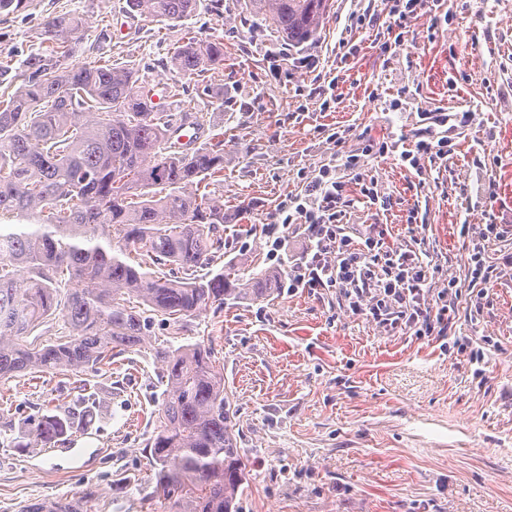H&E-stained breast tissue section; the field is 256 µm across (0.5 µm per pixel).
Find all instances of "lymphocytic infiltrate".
Listing matches in <instances>:
<instances>
[{
    "mask_svg": "<svg viewBox=\"0 0 512 512\" xmlns=\"http://www.w3.org/2000/svg\"><path fill=\"white\" fill-rule=\"evenodd\" d=\"M423 119L425 126L416 141L404 145L399 155L414 169L424 157L452 151L451 138L440 132L451 120L449 113L427 112ZM344 187L335 167L326 166L303 194L281 208L282 227L306 228L307 246L289 270V288H336L343 291L353 313L388 330H412L419 336L443 333L454 307L435 310L425 305L428 262L415 253L384 250L382 239L373 235L359 243L347 235L337 208Z\"/></svg>",
    "mask_w": 512,
    "mask_h": 512,
    "instance_id": "obj_1",
    "label": "lymphocytic infiltrate"
}]
</instances>
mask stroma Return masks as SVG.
I'll list each match as a JSON object with an SVG mask.
<instances>
[{
  "instance_id": "35a3bbf8",
  "label": "stroma",
  "mask_w": 512,
  "mask_h": 512,
  "mask_svg": "<svg viewBox=\"0 0 512 512\" xmlns=\"http://www.w3.org/2000/svg\"><path fill=\"white\" fill-rule=\"evenodd\" d=\"M63 13L84 21L69 67L134 63L167 87L168 108L201 110L207 135H223L226 258L240 268L284 271L301 256L303 227H289L277 263L264 229L319 168L414 137L421 113H468L451 133L453 153L422 170L392 150L366 156L361 173L346 172L341 205L347 231L371 224L385 249L428 254L438 268L431 306L455 283L444 335L387 332L350 312L336 288H282L270 302L200 314L185 337L213 336L221 349L251 463L242 512H512V0H432L399 36L386 0H331L316 39L293 48L244 25L243 0H199L178 22L127 14L125 0H27L0 13V66L19 69L44 46L43 20ZM192 36L223 39L224 65L190 82L171 59ZM342 40L354 54L340 53ZM366 180L372 205L361 201ZM488 224L500 236L485 245L489 279L475 281L470 257ZM165 339L156 329L114 359L111 377H95L102 407L71 439L79 455L23 452L0 429V512L81 494L86 512H163L142 448L158 424L155 349ZM57 384L0 383V408L32 414Z\"/></svg>"
}]
</instances>
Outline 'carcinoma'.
<instances>
[{"mask_svg": "<svg viewBox=\"0 0 512 512\" xmlns=\"http://www.w3.org/2000/svg\"><path fill=\"white\" fill-rule=\"evenodd\" d=\"M126 3L130 13L168 21L197 9V0ZM329 10V0H246L242 22L259 19L298 47ZM81 25L70 13L45 20L43 36L57 47L30 55L14 75L20 85L0 100V214L37 220L0 227V381L61 378L56 397L22 421L15 448H55L85 429L99 388L66 380L142 347L155 317L179 335L203 310L270 299L281 279L274 267L246 278L231 265L213 270L225 256L227 220L222 199L200 189L224 176L221 143L167 153L170 129L190 114L158 111L133 64L66 67L65 43ZM172 64L190 81L224 66V42L190 37ZM88 111L99 113L96 122H83ZM134 251L145 261L130 263ZM152 265L179 275L159 277ZM58 310L62 331L34 335ZM157 363L160 424L143 449L155 470L153 497L167 512H241L249 461L213 340H168Z\"/></svg>", "mask_w": 512, "mask_h": 512, "instance_id": "1", "label": "carcinoma"}]
</instances>
